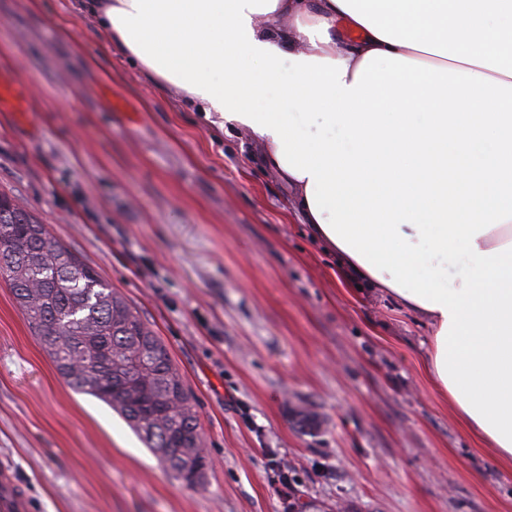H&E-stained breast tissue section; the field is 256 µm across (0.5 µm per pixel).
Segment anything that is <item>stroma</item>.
Returning <instances> with one entry per match:
<instances>
[{"mask_svg": "<svg viewBox=\"0 0 512 512\" xmlns=\"http://www.w3.org/2000/svg\"><path fill=\"white\" fill-rule=\"evenodd\" d=\"M74 2L0 0V75L28 108L0 111V192L166 344L207 467L182 485L73 391L0 280V468L29 512H512V469L422 370L420 320L347 281L258 144L103 52Z\"/></svg>", "mask_w": 512, "mask_h": 512, "instance_id": "35a3bbf8", "label": "stroma"}]
</instances>
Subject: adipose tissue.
Returning <instances> with one entry per match:
<instances>
[{
    "instance_id": "adipose-tissue-1",
    "label": "adipose tissue",
    "mask_w": 512,
    "mask_h": 512,
    "mask_svg": "<svg viewBox=\"0 0 512 512\" xmlns=\"http://www.w3.org/2000/svg\"><path fill=\"white\" fill-rule=\"evenodd\" d=\"M81 5L260 144L314 238L425 324L426 376L512 468V0Z\"/></svg>"
}]
</instances>
